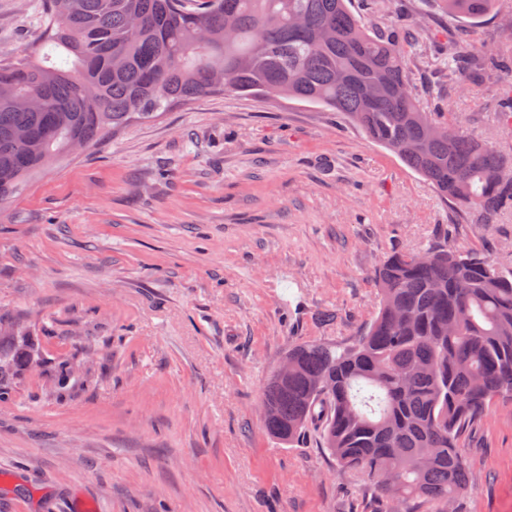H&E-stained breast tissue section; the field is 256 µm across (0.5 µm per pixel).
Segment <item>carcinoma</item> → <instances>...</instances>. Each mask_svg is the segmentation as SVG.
I'll list each match as a JSON object with an SVG mask.
<instances>
[{
  "label": "carcinoma",
  "instance_id": "1",
  "mask_svg": "<svg viewBox=\"0 0 512 512\" xmlns=\"http://www.w3.org/2000/svg\"><path fill=\"white\" fill-rule=\"evenodd\" d=\"M473 23L496 0H438ZM351 0H43L28 58L0 64V211L71 145L115 135L213 92L286 97L342 113L444 198L484 224L512 209V157L425 111L403 43L367 27ZM459 84L495 65L448 43ZM375 271L377 313L347 347L301 342L263 392L262 425L292 446L318 436L338 468L364 475L377 512H439L466 486L464 435L512 399V270L435 242ZM0 395L38 357L11 323Z\"/></svg>",
  "mask_w": 512,
  "mask_h": 512
}]
</instances>
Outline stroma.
I'll return each instance as SVG.
<instances>
[{
    "label": "stroma",
    "instance_id": "obj_1",
    "mask_svg": "<svg viewBox=\"0 0 512 512\" xmlns=\"http://www.w3.org/2000/svg\"><path fill=\"white\" fill-rule=\"evenodd\" d=\"M399 31L423 104L512 154L488 70L458 90L448 42L512 60V0L473 24L436 0H355ZM41 0H0V64ZM439 239L512 267V210L474 224L334 112L211 94L129 124L45 172L0 214V317L41 362L0 400V512H375L315 437L262 427L289 345L345 344L376 313L375 271ZM457 512H512V400L467 430Z\"/></svg>",
    "mask_w": 512,
    "mask_h": 512
}]
</instances>
